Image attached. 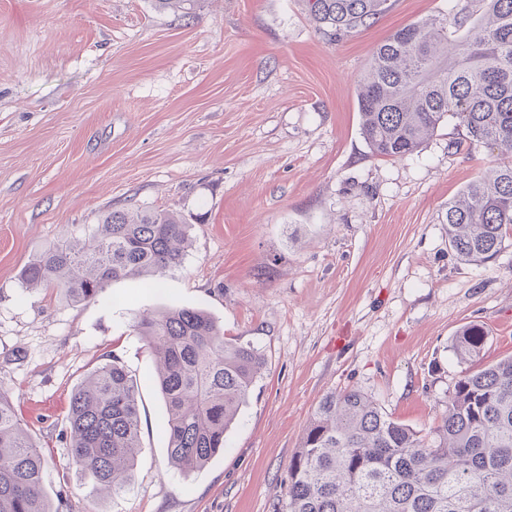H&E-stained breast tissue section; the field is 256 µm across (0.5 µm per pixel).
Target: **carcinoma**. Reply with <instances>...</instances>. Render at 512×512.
<instances>
[{"mask_svg":"<svg viewBox=\"0 0 512 512\" xmlns=\"http://www.w3.org/2000/svg\"><path fill=\"white\" fill-rule=\"evenodd\" d=\"M159 11L194 15L199 0H152ZM330 40L366 28L388 0H303ZM411 23L377 45L358 84L361 134L371 151L400 158L419 150L450 120L465 141L498 162L448 202V245L468 263L499 256L512 234V0H480ZM189 225L166 210H113L92 237L62 239L21 271L24 287L53 285L68 299L99 298L118 279L157 282L182 266ZM156 353L167 410L168 457L180 471L203 468L224 449L225 434L266 365L249 342L224 338L199 308L173 306L136 320ZM484 331L458 334L461 361L479 355ZM73 464L100 495L129 485L140 419L125 366L106 356L74 389L68 410ZM0 512H55L43 479V455L11 399L0 391ZM283 512H512V356L458 379L448 406L423 434L388 414L365 392L325 395L288 468Z\"/></svg>","mask_w":512,"mask_h":512,"instance_id":"1","label":"carcinoma"}]
</instances>
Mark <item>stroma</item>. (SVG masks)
<instances>
[{"label":"stroma","instance_id":"1","mask_svg":"<svg viewBox=\"0 0 512 512\" xmlns=\"http://www.w3.org/2000/svg\"><path fill=\"white\" fill-rule=\"evenodd\" d=\"M337 41L303 0H200L193 18L151 0H0V388L45 457L55 512H274L318 402L358 388L429 431L455 382L460 329L480 361L512 355V237L492 263L448 245L450 200L495 163L456 149L457 121L421 150L374 155L356 87L379 43L448 11L390 0ZM173 210L183 266L157 285L111 282L75 303L27 289L22 269L116 209ZM186 306L266 366L223 454L182 473L137 316ZM137 389L141 450L121 494L73 464L72 391L106 356ZM484 336V331L478 325L464 327L455 341L456 357L464 362L478 356L483 346Z\"/></svg>","mask_w":512,"mask_h":512}]
</instances>
